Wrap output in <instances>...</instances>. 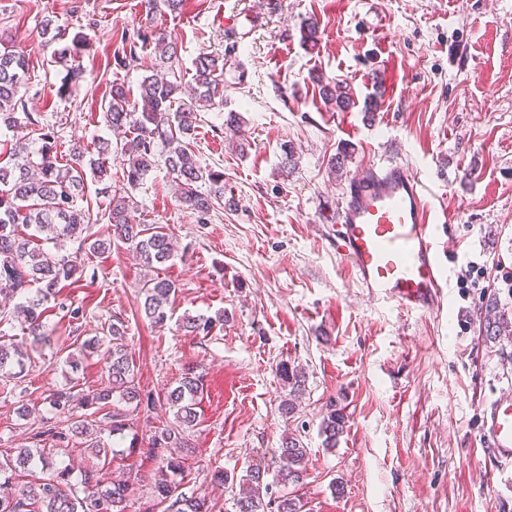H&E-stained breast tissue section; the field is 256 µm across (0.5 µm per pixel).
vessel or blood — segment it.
Wrapping results in <instances>:
<instances>
[{
	"mask_svg": "<svg viewBox=\"0 0 512 512\" xmlns=\"http://www.w3.org/2000/svg\"><path fill=\"white\" fill-rule=\"evenodd\" d=\"M453 220L411 167L366 161L336 205L328 239L368 295L406 312H431L447 286L435 227ZM481 438L490 458L512 463V398L489 402Z\"/></svg>",
	"mask_w": 512,
	"mask_h": 512,
	"instance_id": "b4317fda",
	"label": "vessel or blood"
}]
</instances>
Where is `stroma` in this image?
<instances>
[{
    "instance_id": "obj_1",
    "label": "stroma",
    "mask_w": 512,
    "mask_h": 512,
    "mask_svg": "<svg viewBox=\"0 0 512 512\" xmlns=\"http://www.w3.org/2000/svg\"><path fill=\"white\" fill-rule=\"evenodd\" d=\"M226 9L240 13L244 38L217 21ZM49 19L57 34L45 31ZM311 20L319 27L312 50L300 33ZM0 21L30 62L27 109L54 128L65 161L74 147L91 152L111 138L101 100L112 80L134 89L166 73L152 48L139 47L143 32L177 36L183 79L202 53L236 65L194 141L201 165L223 171L230 207L197 223L157 165L132 192L135 219L165 227L176 256L154 270L118 244L62 291L83 311L82 338L102 336L112 319L124 323L143 386L159 392L200 367L183 492L204 494L213 512H234L237 478L293 433L308 450L303 512H512V465L484 476L480 439L485 402L512 395V338L484 341L478 314L492 295L512 310V291L501 286L512 279V0H184L176 14L147 11L144 0H0ZM77 34L88 42L79 79L55 55ZM133 45L137 62L119 68L115 56ZM384 65L400 77L369 118L364 99L375 88L366 74ZM314 72L342 85L352 106L327 103ZM64 82L72 92L61 98ZM232 112L244 121L242 148L225 133ZM284 143L296 159L286 176ZM345 149L349 158L331 171ZM368 157L400 159L455 215L444 227L449 286L438 311L407 313L363 294L327 241L336 203ZM471 261L488 277L459 287ZM154 275L177 286L161 329L139 311L138 292ZM187 316L214 326L186 333ZM46 323L50 346L24 380L0 391L2 447L27 445L32 428L53 417L50 391L86 392L106 380L101 354L75 370L65 365L64 312ZM283 360L306 372L288 418L275 375ZM332 404L348 427L328 449L320 422ZM216 470L230 482L212 481Z\"/></svg>"
}]
</instances>
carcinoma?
Listing matches in <instances>:
<instances>
[{
	"mask_svg": "<svg viewBox=\"0 0 512 512\" xmlns=\"http://www.w3.org/2000/svg\"><path fill=\"white\" fill-rule=\"evenodd\" d=\"M152 44L159 56L175 67L178 41L165 29L151 32ZM87 43L75 38L60 55L74 62L71 70L81 73L78 61ZM226 63L203 53L194 61L191 82H182L180 75H150L143 78L132 92L125 83L113 80L108 90L104 117L113 131L124 137L120 152L126 157L123 185L112 190L108 206L102 213L112 227L113 239L136 252L149 267L163 265L173 257L170 235L163 227L138 224L133 218L135 202L129 191L139 186L158 156L177 185V198L182 207L206 223L207 217L224 207V172L200 165L193 143L201 122V113L214 105L219 87L224 82ZM30 65L26 55L14 42L0 35V128L13 130L25 116L27 126L38 135L40 146L34 147L18 138L0 148V295L21 296L24 301L9 308H0V325L17 320L24 324V338L0 341V371L20 375L32 365L34 356L51 344L52 336L44 322L51 305L60 308V292L83 268L85 260L103 254L111 242L91 239L86 226L96 223L90 210L77 206L84 187V176L96 181L106 176L103 158L112 151V143L101 141L97 156L73 151L71 162L58 160V137L45 128L26 109L24 92L29 81ZM209 188L200 190L201 184ZM30 233L23 235L19 226ZM51 241L55 250L43 248L41 241ZM69 241L78 242L71 252L65 251ZM143 301L140 310L150 323L163 327L170 320V305L176 285L166 278L153 277L141 287ZM213 321L204 317H186L183 327L189 333L207 332ZM480 330L488 342L512 332V316L496 297L484 301L480 308ZM106 332L112 337V347L104 354L107 385L76 396L68 388L52 393L50 404L58 420H43L31 431V448H17L0 456V512H126V502L135 493L134 483L109 477L106 460L110 449L98 440L87 444L97 462L85 468L84 477L74 482L68 468L53 462L41 445L50 442L56 451H66L72 439L91 438L105 425L112 435L138 427L139 416L126 413L132 405L144 416L150 435L146 447L137 444L127 448L129 454L142 452L158 463L151 494L153 504L145 512L168 504L169 512H212L204 496L187 495L181 491L185 471L184 457L171 452L186 443V433L195 426L197 400L203 390V375L189 369L176 386L162 394L141 385L138 369L124 343L125 328L121 321L112 322ZM100 340H84L77 353L86 356L100 351ZM75 353V354H77ZM68 354L65 362L78 367L79 358ZM276 376L288 386V398L280 404L281 413L289 416L296 408V397L305 386L302 369L290 362L276 365ZM165 406L173 419L151 425L150 418L157 406ZM86 414L75 416L77 409ZM347 416L332 408L323 416L320 431L325 445L332 448L347 428ZM278 467L273 481H268L269 469L264 463L252 464L241 478L242 487L235 499L236 512H302L299 498L288 494L272 497V486L284 487L302 482L306 473L307 449L296 436L283 439L275 451ZM41 465L55 472L49 479L29 482L21 487L13 482L16 472L29 466Z\"/></svg>",
	"mask_w": 512,
	"mask_h": 512,
	"instance_id": "cac0c4a2",
	"label": "carcinoma"
}]
</instances>
